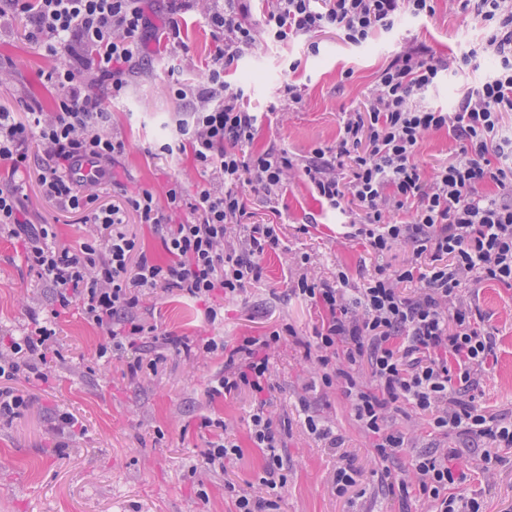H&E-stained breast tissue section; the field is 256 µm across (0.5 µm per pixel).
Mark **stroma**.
<instances>
[{
	"label": "stroma",
	"instance_id": "obj_1",
	"mask_svg": "<svg viewBox=\"0 0 512 512\" xmlns=\"http://www.w3.org/2000/svg\"><path fill=\"white\" fill-rule=\"evenodd\" d=\"M427 22L402 17L391 33H377L361 46L346 44L336 33L315 35L318 51L307 43L268 42L240 57L224 79L240 87L261 127L252 152L269 148L303 159L314 149L335 145L342 113L359 107L373 92L381 71L404 44L425 45L442 61H451L480 40L465 17L448 0H436ZM184 46L169 48L148 41L142 65L129 80L123 98L112 104V126L128 143L115 158L112 172L123 190L142 186L163 193L168 180L185 175L186 190L195 193L207 182L189 155L155 159L170 137L175 121L188 111L170 76L180 71L187 83L202 78L212 47L209 29L194 13L183 16ZM0 104L17 105L33 98L51 106L53 91L45 80L52 62L20 36L0 33ZM491 62L443 75L426 96V105L452 109L463 95L488 75ZM302 95L298 105L283 95L286 84ZM25 202L36 224H52L59 239L79 247L89 227L57 211L36 184L29 182ZM252 222L282 227V244L269 252L263 277L241 296L225 301L224 317L211 322L204 303L179 292L160 294L141 315L159 329L193 341L212 339L220 349L210 355L170 357L157 374L129 376L121 355L110 363L96 357L100 336L78 308L58 317L53 290L24 259L22 242L0 237V340L17 338L35 322L51 321L58 334L48 380L21 374L5 389L23 395L28 407L15 416H0V512H235L224 493L225 482L258 496L265 449L250 434L253 401L242 394L227 398L208 394L211 381L224 372V348L244 336H260L290 324L300 338H311L321 315L291 292L300 274L333 278L346 268L360 286L380 265L392 267L407 257L399 246L378 256L348 237L343 215L331 209L301 173L287 179L276 199L249 193ZM466 296L482 314L497 343L498 363L483 373L475 391L478 404L493 413L512 415V288L482 283ZM297 340H287L272 355L271 378L276 398L270 407L279 431L287 484L281 512H428L418 496L400 498L380 480L382 466L372 453V440L355 421L351 404L337 388L322 384V368L303 357ZM75 418L74 434L57 436L60 414ZM319 417L336 438V448L310 433L307 416ZM220 420L234 435L241 453L225 471L203 464L214 438L204 419ZM408 446L392 464L407 468L413 456L432 448H467L465 437L431 433L425 420L409 415L401 421ZM490 475L472 472L467 460L468 491L478 493L484 512H512V450L498 449ZM351 463L361 478L357 488L339 498L331 491L334 473Z\"/></svg>",
	"mask_w": 512,
	"mask_h": 512
}]
</instances>
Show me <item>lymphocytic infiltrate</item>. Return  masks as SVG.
I'll return each instance as SVG.
<instances>
[{"label":"lymphocytic infiltrate","mask_w":512,"mask_h":512,"mask_svg":"<svg viewBox=\"0 0 512 512\" xmlns=\"http://www.w3.org/2000/svg\"><path fill=\"white\" fill-rule=\"evenodd\" d=\"M170 16L160 36L183 42L180 14L196 10L215 42L201 84L178 83L191 110L176 124L177 136L159 157L190 155L208 184L186 196L174 177L164 194L149 187L125 195L120 204L102 202L113 160L128 145L110 123L106 103L128 87L141 48L153 26L148 0H0V30L20 33L52 60L46 73L51 106H0V234L25 238V260L55 292L60 309L79 305L98 329L96 356L110 362L116 350L130 353L127 368L157 369L143 360L144 339L191 356L219 350L207 340L193 343L137 319L135 312L158 293L178 291L208 302L215 295L239 296L262 278L263 257L281 242L276 224L247 223V192L278 195L287 174L301 170L316 193L348 219L352 237L382 255L409 250L397 268L377 266L364 283L351 287L345 270L331 280L299 275L292 292L321 314L305 359L323 370L326 387H337L354 418L372 439L375 459L391 463L406 447L398 418L404 408L432 430L488 443L475 465L490 472L495 448H512V416L487 412L468 391L476 375L496 357V340L465 290L480 283L512 287V0H457L482 33L479 46L462 53L467 67L479 54L497 57V69L470 90L452 111L421 100L447 71L422 45L401 46L380 74L363 108L341 118L332 147L298 160L284 150L246 153L259 117L244 93L224 80L235 60L275 42L310 40L324 31L360 45L390 32L398 15L428 19L435 0H264L263 23L249 19L248 0H168ZM447 131L457 144L447 164L428 166L419 144L425 133ZM93 159L100 178H74L83 159ZM58 210L77 216L92 230L80 248L59 243L53 225L31 224L24 205L29 179ZM152 225L169 255L148 256L128 228L129 216ZM219 308L210 306L209 321ZM289 325L261 336L243 337L224 353V373L213 395L248 391L257 402L251 438L266 449L265 480L271 495L256 498L225 485L236 512H278L283 459L277 427L268 411L274 387L270 357ZM55 329L40 326L0 344V380L21 373L46 378ZM368 364L371 387L354 373ZM456 448H437L412 457L414 480L391 476L389 491L418 495L431 512H483L476 494L462 490L464 472L453 464Z\"/></svg>","instance_id":"1"}]
</instances>
